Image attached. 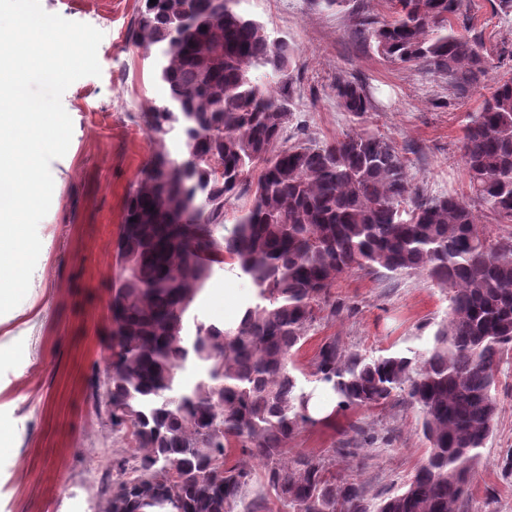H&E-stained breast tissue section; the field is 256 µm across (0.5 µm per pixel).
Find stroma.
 I'll use <instances>...</instances> for the list:
<instances>
[{"instance_id": "stroma-1", "label": "stroma", "mask_w": 512, "mask_h": 512, "mask_svg": "<svg viewBox=\"0 0 512 512\" xmlns=\"http://www.w3.org/2000/svg\"><path fill=\"white\" fill-rule=\"evenodd\" d=\"M40 2L46 12L102 32L101 74L78 79L62 96L73 134L67 153L50 164L57 193L38 225L42 248L25 297L37 317L19 315L0 328V422L13 432L9 448L0 451V512H97L104 487L121 480L117 462L131 446L124 433L105 426L93 398L106 368L123 203L156 148L144 114L165 91L153 55L129 41L140 0ZM242 8L296 48L287 142L351 130L335 86L355 81L374 104L367 127L394 141L413 185L431 195L464 189L462 137L469 116L499 79L512 76V15L496 13L494 0H466L456 22L489 57L484 83L461 100L427 69L386 62L361 35V18H388L386 0H352L344 11L325 10L318 0H244ZM254 295L246 276L221 269L193 311L229 326ZM330 297L341 311L319 315L295 356L299 382L308 390L326 338L367 356L423 351L448 310L447 290L421 275L354 271L336 281ZM494 395L493 431L459 512H512V475L499 465L512 450V351L504 356ZM353 422L373 441L357 457L337 460V479L360 484L373 503L402 491L428 448L422 415L406 403L336 412L330 424L305 429L290 446L326 453Z\"/></svg>"}]
</instances>
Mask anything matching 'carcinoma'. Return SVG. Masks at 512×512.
<instances>
[{
  "label": "carcinoma",
  "mask_w": 512,
  "mask_h": 512,
  "mask_svg": "<svg viewBox=\"0 0 512 512\" xmlns=\"http://www.w3.org/2000/svg\"><path fill=\"white\" fill-rule=\"evenodd\" d=\"M244 0H141L133 45L157 49L166 90L146 121L156 149L127 193L111 300L112 379L99 413L133 446L100 512H458L497 411L492 387L512 348V237H494L464 197L431 196L409 179L389 138L365 126V87L336 82L355 130L281 143L293 115L294 49L241 8ZM464 0H389L391 16L360 22L388 62L428 68L463 97L488 59L455 28ZM178 130L172 153L166 135ZM471 195L512 223V77L470 116L462 142ZM247 199L224 235V207ZM256 288L232 326L191 312L215 270ZM423 274L449 290L448 316L421 355L378 357L320 345L312 376L337 408L400 397L419 409L429 443L405 489L373 505L338 481L336 458L288 459V443L321 420L291 357L329 289L353 271ZM241 444L261 470L228 461Z\"/></svg>",
  "instance_id": "carcinoma-1"
}]
</instances>
